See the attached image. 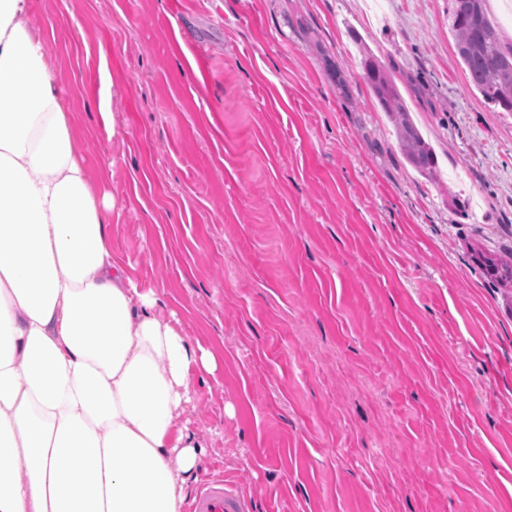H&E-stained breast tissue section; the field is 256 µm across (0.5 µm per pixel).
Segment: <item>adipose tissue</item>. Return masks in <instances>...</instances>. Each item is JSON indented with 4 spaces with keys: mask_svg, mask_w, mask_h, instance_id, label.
Listing matches in <instances>:
<instances>
[{
    "mask_svg": "<svg viewBox=\"0 0 512 512\" xmlns=\"http://www.w3.org/2000/svg\"><path fill=\"white\" fill-rule=\"evenodd\" d=\"M29 0H0V512H183L216 355L114 257Z\"/></svg>",
    "mask_w": 512,
    "mask_h": 512,
    "instance_id": "1",
    "label": "adipose tissue"
}]
</instances>
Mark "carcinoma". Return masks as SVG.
Masks as SVG:
<instances>
[{"label":"carcinoma","mask_w":512,"mask_h":512,"mask_svg":"<svg viewBox=\"0 0 512 512\" xmlns=\"http://www.w3.org/2000/svg\"><path fill=\"white\" fill-rule=\"evenodd\" d=\"M452 2L449 26L474 87L486 100L512 112V43L504 42L498 29L488 20L486 0ZM361 66L366 83L390 116L406 161L425 178L435 179L436 155L403 105L391 78L367 51L363 52ZM473 262L489 282L507 295L512 293V252L500 255L477 249Z\"/></svg>","instance_id":"cac0c4a2"}]
</instances>
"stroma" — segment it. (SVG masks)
Here are the masks:
<instances>
[{"label": "stroma", "mask_w": 512, "mask_h": 512, "mask_svg": "<svg viewBox=\"0 0 512 512\" xmlns=\"http://www.w3.org/2000/svg\"><path fill=\"white\" fill-rule=\"evenodd\" d=\"M451 0H31L113 254L218 353L190 494L252 512H512V112ZM389 71L441 183L362 77ZM107 108H100V97ZM473 262L493 285L503 288L511 301L512 293V250L506 255L489 254L474 249ZM190 512H250L248 500L217 480L200 490L190 506Z\"/></svg>", "instance_id": "stroma-1"}]
</instances>
